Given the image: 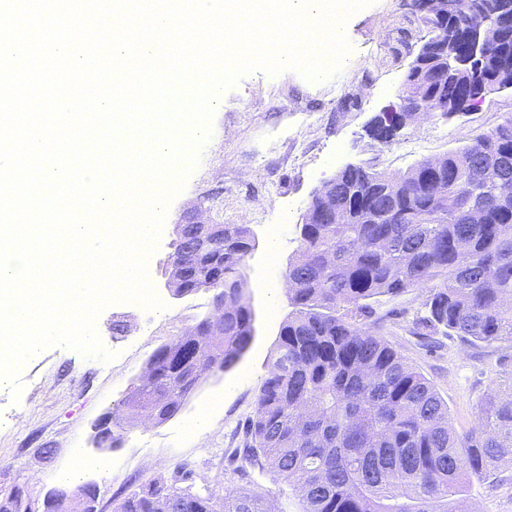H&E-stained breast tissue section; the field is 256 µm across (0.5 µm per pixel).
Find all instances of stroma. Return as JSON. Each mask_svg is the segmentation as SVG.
<instances>
[{
    "mask_svg": "<svg viewBox=\"0 0 512 512\" xmlns=\"http://www.w3.org/2000/svg\"><path fill=\"white\" fill-rule=\"evenodd\" d=\"M427 14L413 0H371L345 24L348 50L340 70L311 81L292 70L255 71L226 90L198 165L168 205L148 276L163 307L135 303L102 309L95 329L115 351L105 362L63 346L33 356L20 396L0 381V498L14 487L42 500L54 487L87 482L99 488L98 512L156 476L190 472L192 491L223 495L237 486L231 452L242 447L267 360L290 312L284 272L298 253V226L312 193L346 164L402 174L416 164L471 144L512 114V90L491 93L465 115L434 112L408 121L391 143L370 134L373 119L398 102L411 62L429 38ZM217 224H246L256 247L244 273L254 314V340L226 372L202 379L181 411L160 425L126 433L122 447L95 448L91 427L142 377L153 352L213 312L211 293L174 297L166 288L174 226L192 205ZM428 294L411 288L371 300L369 329L430 378L448 404L456 431L471 428L493 381L512 373V346H473L442 339L427 347L412 320ZM127 322L112 333L114 319ZM457 500L469 512H512V466L497 478H469Z\"/></svg>",
    "mask_w": 512,
    "mask_h": 512,
    "instance_id": "1",
    "label": "stroma"
}]
</instances>
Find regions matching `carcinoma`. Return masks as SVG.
<instances>
[{"label": "carcinoma", "mask_w": 512, "mask_h": 512, "mask_svg": "<svg viewBox=\"0 0 512 512\" xmlns=\"http://www.w3.org/2000/svg\"><path fill=\"white\" fill-rule=\"evenodd\" d=\"M456 14L427 17L432 36L406 76L401 103L376 116L397 130L414 113L412 90L453 117L474 94L512 89V0H459ZM494 18L478 64H466L472 5ZM342 221L299 225L288 263L283 322L255 400L243 449L231 458L244 479L256 469L288 487L298 512H455L464 480L512 464V376L481 401L475 425L458 433L434 383L366 329L368 300L429 288L417 333L470 345H512V130L497 127L470 145L402 175L362 166L336 175ZM256 246L246 224H226L206 254L170 257L174 297L224 290V335L186 332L156 349L147 377L113 418L162 424L176 416L188 383L225 372L250 347L253 314L245 260ZM224 261V280L211 274ZM112 512H286L240 487L200 494L165 477L138 485Z\"/></svg>", "instance_id": "obj_1"}]
</instances>
